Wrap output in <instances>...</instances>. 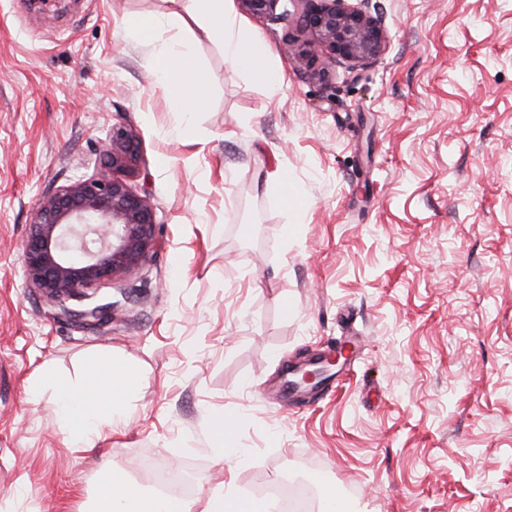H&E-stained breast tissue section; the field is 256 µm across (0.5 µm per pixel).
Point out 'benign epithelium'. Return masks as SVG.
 Here are the masks:
<instances>
[{
  "instance_id": "obj_1",
  "label": "benign epithelium",
  "mask_w": 512,
  "mask_h": 512,
  "mask_svg": "<svg viewBox=\"0 0 512 512\" xmlns=\"http://www.w3.org/2000/svg\"><path fill=\"white\" fill-rule=\"evenodd\" d=\"M310 39L287 42L288 53L309 68L318 58L361 65L380 57L387 46L381 20L352 0H288ZM253 17L277 20L289 10L283 0H238ZM107 175H83L48 191L34 209L23 248L30 288L60 308L87 290L137 272L157 244L156 211L129 179L139 157V142L123 127L112 128L104 145ZM336 364L328 355L293 367L296 388L317 386Z\"/></svg>"
}]
</instances>
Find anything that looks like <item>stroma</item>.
I'll return each mask as SVG.
<instances>
[{
	"label": "stroma",
	"mask_w": 512,
	"mask_h": 512,
	"mask_svg": "<svg viewBox=\"0 0 512 512\" xmlns=\"http://www.w3.org/2000/svg\"><path fill=\"white\" fill-rule=\"evenodd\" d=\"M362 7L388 44L355 69L289 58L298 13L243 16L275 95L201 39L186 112L127 25L191 38L179 0H0V512H91L103 474L142 486L147 461L199 501L302 463L360 512H512V0ZM119 126L157 246L84 328L28 288L23 245L44 193L107 172ZM338 348L321 393L281 399L286 364ZM112 358L143 380L78 446L42 371Z\"/></svg>",
	"instance_id": "1"
}]
</instances>
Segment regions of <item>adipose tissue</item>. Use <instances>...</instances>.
<instances>
[{"label": "adipose tissue", "instance_id": "obj_1", "mask_svg": "<svg viewBox=\"0 0 512 512\" xmlns=\"http://www.w3.org/2000/svg\"><path fill=\"white\" fill-rule=\"evenodd\" d=\"M185 14L206 37H220L224 54L233 63L248 67L271 91L283 84L281 72L270 66L256 50L237 19L232 0H183ZM153 71L158 85L173 92L188 112L200 111L206 103L191 42L174 40L158 44ZM140 377L127 364L91 361L85 368L83 385L67 381L56 384L55 394L64 419L84 436L97 435L104 424L121 420L128 412ZM95 512H266L263 504L240 500L229 492L210 493L204 507L195 503L140 493L126 474L113 470L112 478L100 489Z\"/></svg>", "mask_w": 512, "mask_h": 512}]
</instances>
